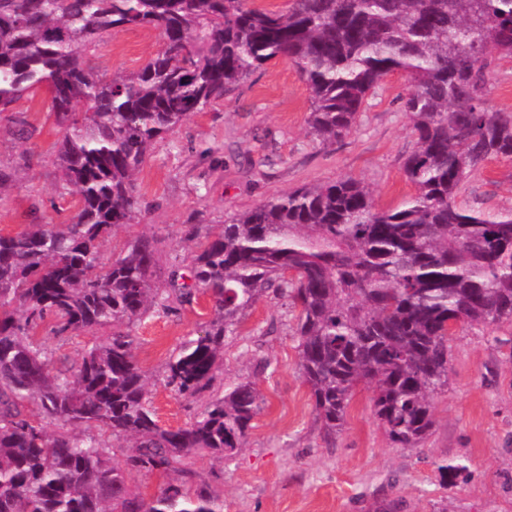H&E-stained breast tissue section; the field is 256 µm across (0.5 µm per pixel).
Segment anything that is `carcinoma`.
I'll list each match as a JSON object with an SVG mask.
<instances>
[{"label": "carcinoma", "instance_id": "1", "mask_svg": "<svg viewBox=\"0 0 512 512\" xmlns=\"http://www.w3.org/2000/svg\"><path fill=\"white\" fill-rule=\"evenodd\" d=\"M123 29L163 43L140 70L105 79L88 53ZM278 56L299 69L308 125L327 143L351 133L388 74H407L416 148L404 171L415 194L380 209L356 180L305 185L205 231L191 284L171 282L182 303L209 295L215 319L181 347L167 385L185 397L207 386L224 337L271 291L297 311L299 371L325 436L342 430L364 382L378 424L413 448L448 384L455 328L512 322V210L457 203L472 171L512 159V112L485 106L495 60L512 58V0H290L282 11L253 0H0V114L52 91L59 191L79 202L68 224L0 234V512H224L181 464L244 447L261 410L254 382L230 384L188 426L163 428L130 332L57 370L33 330L47 315L61 331L142 318L156 297L149 240L98 271L101 240L137 218V170L157 139ZM44 418L61 428L48 433ZM106 435L128 442L122 461ZM173 472L181 479L151 497L131 482Z\"/></svg>", "mask_w": 512, "mask_h": 512}]
</instances>
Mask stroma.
I'll use <instances>...</instances> for the list:
<instances>
[{
  "label": "stroma",
  "instance_id": "obj_1",
  "mask_svg": "<svg viewBox=\"0 0 512 512\" xmlns=\"http://www.w3.org/2000/svg\"><path fill=\"white\" fill-rule=\"evenodd\" d=\"M157 32L121 30L101 43L92 63L103 77L132 72L160 48ZM406 74L390 73L373 93L347 137L324 143L307 125L309 90L285 57L268 61L224 100L194 113L151 148L135 176L139 214L113 228L99 250L108 270L129 241H158L161 297L132 329L134 357L145 372L160 426L184 427L240 379L255 382L261 411L244 448L230 458L201 452L186 459L224 497V512H369L373 501L400 503V512H512V324L457 328L448 343V384L433 400L434 426L418 447L391 442L373 416L372 391L358 386L344 427L325 437L298 370L292 315L274 295L248 308L235 334L224 340V359L210 385L194 397L165 385L167 366L182 345L214 318L209 296L183 304L170 297L168 273L189 272L193 225L219 228L273 194L342 178L361 181L377 205L389 209L410 196L404 164L415 148L403 99ZM44 91L20 100L11 119H0V170L12 179L0 191V234L41 222L60 224L77 199L60 196L54 154L62 137L49 118ZM25 122L28 140L14 135ZM459 205L490 212L512 210V159L474 171ZM106 326L58 332L46 318L36 335L66 369L84 350L106 340ZM268 367L260 371L258 360ZM468 465L466 478L445 483L439 461Z\"/></svg>",
  "mask_w": 512,
  "mask_h": 512
}]
</instances>
